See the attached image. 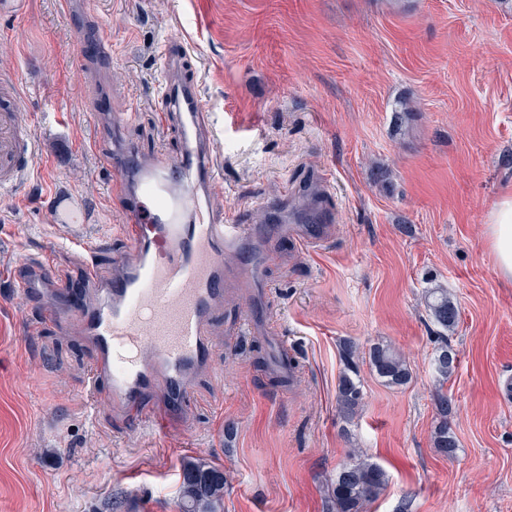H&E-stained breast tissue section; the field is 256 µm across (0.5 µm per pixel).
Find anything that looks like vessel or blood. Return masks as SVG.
<instances>
[{
  "label": "vessel or blood",
  "instance_id": "1",
  "mask_svg": "<svg viewBox=\"0 0 512 512\" xmlns=\"http://www.w3.org/2000/svg\"><path fill=\"white\" fill-rule=\"evenodd\" d=\"M163 95L183 123L185 148L180 157L160 154L138 169L141 189L124 208L133 261L113 274L97 303L44 310L46 319L75 322L95 346L85 384L90 398L107 392L112 409L162 433L173 405L187 399L193 374L212 361L208 325L224 300V254L243 250L253 235L248 225L224 223L204 202L220 170L202 134L196 84L174 80ZM19 153L20 161L0 168L1 190L29 171L33 137ZM151 392L161 401L148 411L141 398Z\"/></svg>",
  "mask_w": 512,
  "mask_h": 512
}]
</instances>
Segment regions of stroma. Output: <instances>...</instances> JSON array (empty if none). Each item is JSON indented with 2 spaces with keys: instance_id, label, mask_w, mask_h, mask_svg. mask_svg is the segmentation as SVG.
I'll return each instance as SVG.
<instances>
[{
  "instance_id": "stroma-1",
  "label": "stroma",
  "mask_w": 512,
  "mask_h": 512,
  "mask_svg": "<svg viewBox=\"0 0 512 512\" xmlns=\"http://www.w3.org/2000/svg\"><path fill=\"white\" fill-rule=\"evenodd\" d=\"M108 38V57L77 56L71 33ZM182 45L204 135L222 170L208 203L247 224V251L224 257V303L210 366L169 433L101 405L89 418L96 358L75 325L44 320L45 302L93 301L74 224L54 198L87 212L99 280L128 253L121 187L128 169L179 156L163 120L158 51ZM38 155L0 196V512H179L186 463L224 473V512H326L327 486L360 452L388 484L364 512H512V282L495 267L485 220L512 191V0H27L0 15ZM306 224L305 249L284 231ZM52 251L46 293L15 282ZM257 262L259 279L239 272ZM460 311L448 331V382L432 364L437 327L426 289ZM255 318L253 331L245 322ZM292 385L273 380L271 339ZM389 344L411 381L386 386L360 360L363 405L337 404L341 347ZM447 393L458 447L432 433Z\"/></svg>"
}]
</instances>
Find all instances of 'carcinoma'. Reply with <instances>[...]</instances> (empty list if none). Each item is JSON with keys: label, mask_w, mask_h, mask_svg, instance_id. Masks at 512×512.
Wrapping results in <instances>:
<instances>
[{"label": "carcinoma", "mask_w": 512, "mask_h": 512, "mask_svg": "<svg viewBox=\"0 0 512 512\" xmlns=\"http://www.w3.org/2000/svg\"><path fill=\"white\" fill-rule=\"evenodd\" d=\"M426 306L435 322L444 330L452 329L458 322V309L448 298L445 288L425 291ZM342 356L345 370L339 377L337 402L347 420H352L363 404V385L358 379L357 348L351 342L343 343ZM372 368L390 387L406 385L410 372L405 360L389 346L378 345L369 354ZM455 354L442 340L435 349L434 366L439 385H444L454 370ZM435 407L439 425L433 432L434 447L446 456L454 454L457 441L448 427L452 406L448 396L438 392ZM388 483L386 472L377 464L355 456L336 473L327 498V512H364L367 503L377 498ZM181 512H221L224 508V473L205 462L190 464L183 475L180 487Z\"/></svg>", "instance_id": "cac0c4a2"}]
</instances>
